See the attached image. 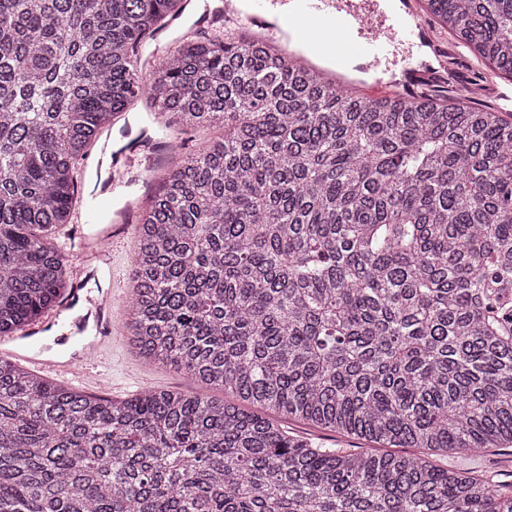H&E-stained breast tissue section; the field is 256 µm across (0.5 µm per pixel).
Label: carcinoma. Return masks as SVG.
Returning <instances> with one entry per match:
<instances>
[{"label": "carcinoma", "mask_w": 512, "mask_h": 512, "mask_svg": "<svg viewBox=\"0 0 512 512\" xmlns=\"http://www.w3.org/2000/svg\"><path fill=\"white\" fill-rule=\"evenodd\" d=\"M427 8L512 77V0ZM185 9L0 0V334L67 288L52 239L81 166L144 99L224 134L174 154L142 215L132 345L228 395L116 400L0 357V512H512L434 461L512 446V113L342 92L330 60L226 34L217 6L144 86ZM285 426L288 427V431L292 432L294 435L310 438L312 441L323 445L325 448H344L347 450H356V448H381L383 451H403V449L396 447H370L352 436L339 435L321 430L300 421L286 422Z\"/></svg>", "instance_id": "carcinoma-1"}]
</instances>
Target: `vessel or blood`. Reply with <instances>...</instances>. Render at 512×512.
Wrapping results in <instances>:
<instances>
[{
  "instance_id": "b4317fda",
  "label": "vessel or blood",
  "mask_w": 512,
  "mask_h": 512,
  "mask_svg": "<svg viewBox=\"0 0 512 512\" xmlns=\"http://www.w3.org/2000/svg\"><path fill=\"white\" fill-rule=\"evenodd\" d=\"M402 12L376 18L372 9L346 8L337 0H299L297 10L279 12L273 0H254L253 11L244 19L246 28H257L265 36L278 38L286 34L317 45L325 56L336 62V82L342 91L355 88L348 77L355 63L364 57H385L399 53V47H428L434 65H423L413 54L401 55V89L415 93L429 84L442 81L445 57L429 28L416 16L414 0H402ZM111 225L104 224L84 235L80 253V278L62 297L58 308L65 311L85 306V313L73 322L66 336L69 353L62 359H50L45 334L47 322L40 321L8 336H0V354L15 356L30 366L49 370L62 378L80 377L84 368L98 363L102 356L100 331L112 316V291L100 289L96 297L85 292V273L111 269Z\"/></svg>"
}]
</instances>
